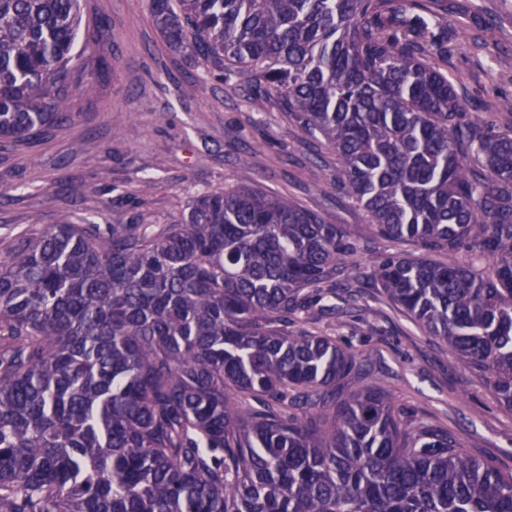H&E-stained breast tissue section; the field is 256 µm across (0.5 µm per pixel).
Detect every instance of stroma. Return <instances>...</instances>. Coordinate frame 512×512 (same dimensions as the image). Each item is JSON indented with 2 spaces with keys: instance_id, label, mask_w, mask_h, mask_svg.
I'll use <instances>...</instances> for the list:
<instances>
[{
  "instance_id": "1",
  "label": "stroma",
  "mask_w": 512,
  "mask_h": 512,
  "mask_svg": "<svg viewBox=\"0 0 512 512\" xmlns=\"http://www.w3.org/2000/svg\"><path fill=\"white\" fill-rule=\"evenodd\" d=\"M81 11L85 26L109 30L83 55L92 89L73 93L64 127L0 149L1 237L31 224H178L197 196L249 186L342 226L360 264L419 254L416 242L379 236L337 189L334 152L274 99L169 49L148 0H81ZM448 36L447 70L469 111L484 115L512 99V0H448ZM145 178L152 187L143 192ZM368 293V307L344 323L314 326L357 357L346 393L380 383L406 414L448 429L466 453L512 473V412L379 288Z\"/></svg>"
}]
</instances>
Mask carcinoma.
<instances>
[{"label": "carcinoma", "instance_id": "cac0c4a2", "mask_svg": "<svg viewBox=\"0 0 512 512\" xmlns=\"http://www.w3.org/2000/svg\"><path fill=\"white\" fill-rule=\"evenodd\" d=\"M167 46L273 98L336 155L380 236L228 188L182 224H32L0 239V512H512V473L403 418L300 330L382 288L512 412V126L442 68L446 0H150ZM80 0H0V146L71 119ZM471 253L459 262L455 254Z\"/></svg>", "mask_w": 512, "mask_h": 512}]
</instances>
